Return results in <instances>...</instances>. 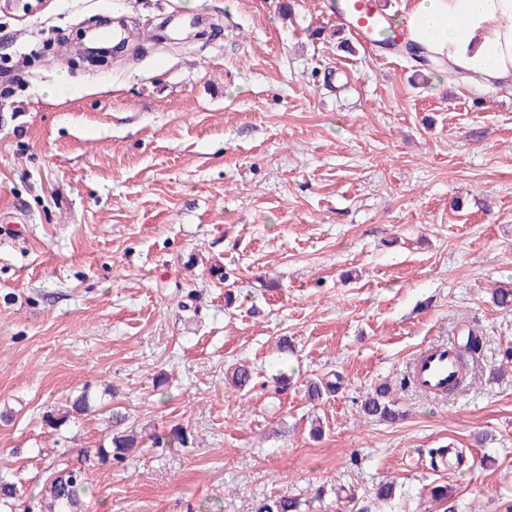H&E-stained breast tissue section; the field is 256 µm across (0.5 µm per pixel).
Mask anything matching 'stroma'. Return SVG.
<instances>
[{
  "mask_svg": "<svg viewBox=\"0 0 512 512\" xmlns=\"http://www.w3.org/2000/svg\"><path fill=\"white\" fill-rule=\"evenodd\" d=\"M116 7L128 50L79 62ZM507 281L512 86L366 47L336 0H0V484L39 493L109 407L145 444L85 512H512ZM471 328L467 387L408 384ZM382 385L396 419L360 410Z\"/></svg>",
  "mask_w": 512,
  "mask_h": 512,
  "instance_id": "obj_1",
  "label": "stroma"
}]
</instances>
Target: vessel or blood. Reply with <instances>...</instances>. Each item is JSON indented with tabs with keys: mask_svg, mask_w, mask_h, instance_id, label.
Returning a JSON list of instances; mask_svg holds the SVG:
<instances>
[{
	"mask_svg": "<svg viewBox=\"0 0 512 512\" xmlns=\"http://www.w3.org/2000/svg\"><path fill=\"white\" fill-rule=\"evenodd\" d=\"M383 19L375 0H350L347 24L362 43H369L371 34ZM409 373L413 384L422 392L441 396L461 383L464 366L454 348L431 343L414 358Z\"/></svg>",
	"mask_w": 512,
	"mask_h": 512,
	"instance_id": "obj_1",
	"label": "vessel or blood"
}]
</instances>
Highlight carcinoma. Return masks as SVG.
<instances>
[{"mask_svg": "<svg viewBox=\"0 0 512 512\" xmlns=\"http://www.w3.org/2000/svg\"><path fill=\"white\" fill-rule=\"evenodd\" d=\"M386 391L379 389L366 396L361 403L362 412L370 417L382 420L395 418L394 410L385 401ZM88 399L82 394L71 405V411L62 414H48L45 423L57 429L70 417V412L87 410ZM127 422L125 414L110 411L107 425L112 429L111 446L100 445L96 448L80 450L77 462L54 469L51 481L45 486V494L32 495L23 507V512H82L81 498L86 494L91 469L103 466L111 461L121 462L126 454L138 444L137 438L124 430ZM298 505L288 499H270L259 504L256 512H297Z\"/></svg>", "mask_w": 512, "mask_h": 512, "instance_id": "cac0c4a2", "label": "carcinoma"}]
</instances>
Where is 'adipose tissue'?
<instances>
[{"mask_svg": "<svg viewBox=\"0 0 512 512\" xmlns=\"http://www.w3.org/2000/svg\"><path fill=\"white\" fill-rule=\"evenodd\" d=\"M409 40L475 75L486 89L512 85V0H412Z\"/></svg>", "mask_w": 512, "mask_h": 512, "instance_id": "adipose-tissue-1", "label": "adipose tissue"}]
</instances>
